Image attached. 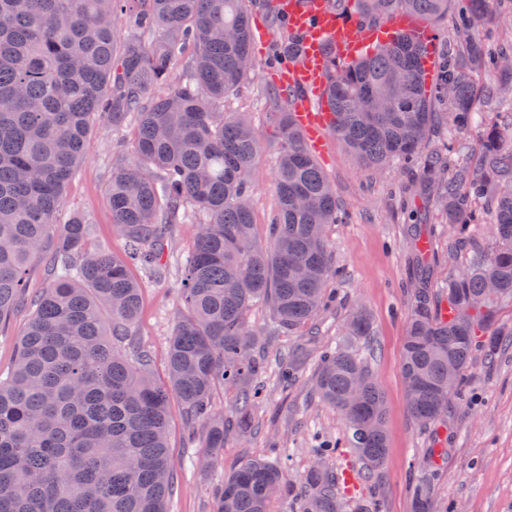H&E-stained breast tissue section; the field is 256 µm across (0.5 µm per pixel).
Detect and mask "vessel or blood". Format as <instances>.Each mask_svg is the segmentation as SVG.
I'll list each match as a JSON object with an SVG mask.
<instances>
[{
    "instance_id": "obj_1",
    "label": "vessel or blood",
    "mask_w": 512,
    "mask_h": 512,
    "mask_svg": "<svg viewBox=\"0 0 512 512\" xmlns=\"http://www.w3.org/2000/svg\"><path fill=\"white\" fill-rule=\"evenodd\" d=\"M278 12L298 43L297 59L272 68L273 79L293 91L291 110L310 148L323 153L330 113L317 104L327 97L328 56L340 60L354 58L363 43L386 42L409 35L423 37L419 18L399 14L377 27L359 25L344 18L332 0H279Z\"/></svg>"
}]
</instances>
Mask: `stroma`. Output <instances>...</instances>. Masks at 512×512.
Segmentation results:
<instances>
[{"mask_svg": "<svg viewBox=\"0 0 512 512\" xmlns=\"http://www.w3.org/2000/svg\"><path fill=\"white\" fill-rule=\"evenodd\" d=\"M273 65L272 56H265L263 63L254 65L253 79L224 103L225 111L242 113L263 142L250 188L255 238L262 244L278 208L274 178L280 139L275 114L282 101L275 98L276 86L265 75ZM474 81L480 90L474 106L477 124L448 140L430 134L426 142L427 151L456 168L475 165L488 131L512 127V88L488 96L486 89L495 82L490 69L475 72ZM135 135L134 125L116 128L108 119H97L84 159L65 188L58 221L63 224L74 216L87 221L86 252L104 251L117 258L126 254V243L112 223L107 185L120 145L131 144ZM317 162L336 189L342 216L340 223L326 228L334 265L340 270L326 283L331 303L289 333L275 329L264 303H254L246 313L249 327L269 335V355L302 353L300 374L285 388L275 373H267L257 430L243 437L228 435L213 464H206L203 457L204 425L188 423L178 398L170 397L168 444L175 489L166 501L167 512H217L225 475L249 460L272 461L279 456L286 460L282 472L288 491L272 501L270 512H298L302 478L314 463V449L324 445L332 446L336 469L352 470L356 478L354 486L339 489L346 512H357L370 496L380 512H414L409 486L416 467L426 462L434 432L420 429L411 417L401 373L416 272L411 225L424 224L435 231L433 246L441 259L429 277L434 292L447 288L467 258L447 261L452 227L432 196L421 189L419 164L368 169L334 138ZM199 231L196 224L170 225L168 261L160 277H148L133 265L128 268L141 287V307L125 352L147 354L152 377L160 384L168 379L169 338L181 312L178 290ZM357 303L368 309L373 321L370 363L383 394L387 433L385 463L372 472L343 443L342 416L313 388L322 346L339 341L343 320ZM431 507L433 512H512L511 343H504L492 357L476 353L463 399L448 404V461L434 484Z\"/></svg>", "mask_w": 512, "mask_h": 512, "instance_id": "stroma-1", "label": "stroma"}]
</instances>
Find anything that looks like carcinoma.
Instances as JSON below:
<instances>
[{
    "label": "carcinoma",
    "instance_id": "1",
    "mask_svg": "<svg viewBox=\"0 0 512 512\" xmlns=\"http://www.w3.org/2000/svg\"><path fill=\"white\" fill-rule=\"evenodd\" d=\"M117 0H0V320L23 291L26 265L50 266L53 280L33 303L17 357L0 380V512H166L174 479L168 449L169 398L206 426L217 454L224 434L251 429L259 378L269 364L267 338L245 323L257 301L292 331L325 306L334 274L325 228L337 222L329 180L283 108L276 113L280 152L278 211L269 242L254 239L249 188L262 152L255 128L224 99L252 78L245 0H127L138 25L157 33L146 45L117 38ZM457 32L462 50L438 81L427 83V46L410 38L350 63L331 60V132L368 168L417 158L429 132L473 123L472 74L495 69L512 86L509 53L495 51L475 25L489 0H464ZM409 12L425 19L448 13V0H356L362 19L380 23ZM391 98L380 112L374 100ZM445 105L448 111H437ZM134 122L131 159L113 164L108 183L112 222L127 260L83 252L87 226L75 217L56 229L63 192L83 159L95 119ZM484 170L448 173L437 156L423 166L438 179L434 200L458 233L448 258L471 259L448 291L414 289L401 372L413 418L447 421L448 402L464 394L465 373L481 336H503L496 303L512 300V133L493 130L483 143ZM483 201L497 249L484 253L470 224ZM201 225L181 288L185 313L169 340L168 383L152 381L146 360L119 351L140 308V288L127 263L162 268L165 225ZM418 260H434L433 244L416 235ZM343 335L371 351L372 322L355 306ZM317 396L346 423V444L368 470L385 459L383 400L368 363L349 347L321 352ZM297 362L281 355L275 374L295 379ZM237 389L235 416L211 411L216 383ZM316 465L301 512H344L341 474L330 449H314ZM434 473L414 489L426 512ZM284 491L283 474L255 459L224 477L219 512H268Z\"/></svg>",
    "mask_w": 512,
    "mask_h": 512
}]
</instances>
